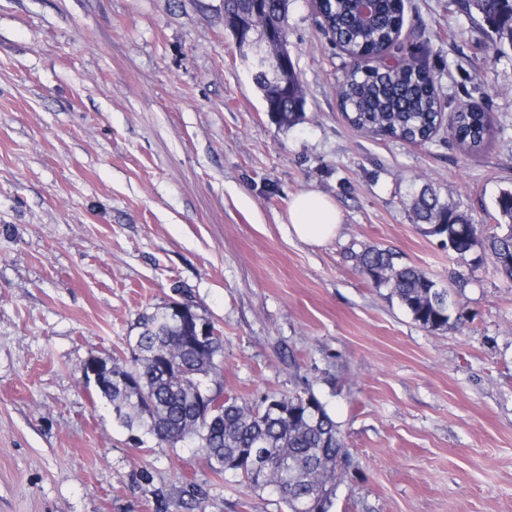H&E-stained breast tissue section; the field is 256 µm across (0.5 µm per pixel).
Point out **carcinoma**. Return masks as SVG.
Here are the masks:
<instances>
[{"mask_svg":"<svg viewBox=\"0 0 512 512\" xmlns=\"http://www.w3.org/2000/svg\"><path fill=\"white\" fill-rule=\"evenodd\" d=\"M496 35L512 46V0H467ZM265 18L288 32V0H266ZM322 13L332 39L348 55L370 60L392 52L403 22V0H377L374 15L364 19L356 0H324ZM262 97L280 96V121L293 123L304 98L293 64H288V92L258 76ZM340 107L357 130L390 135L408 143L429 140L440 112L436 80L418 60L403 67L368 66L346 71L339 86ZM456 140L470 149L481 147L490 134L486 112L470 107L455 113ZM412 210L428 233L445 238L448 251L460 261L479 249L512 283V190L496 200L497 231L485 234L453 204L426 187L412 198ZM356 268L390 295L414 322L430 332L462 323L463 311L452 293L419 269L400 262L394 252L366 248L350 252ZM208 319L186 317L166 304L143 315L132 346L131 363L112 365V385L100 390L118 422L151 437L160 447L196 444L213 473L254 492L278 495L287 512H332L338 487L349 473L351 459L339 425L327 405L311 390L294 394L270 392L250 402L231 397L224 417L209 423L196 401L210 386L216 360L224 357V336L198 350L185 341L189 323Z\"/></svg>","mask_w":512,"mask_h":512,"instance_id":"carcinoma-1","label":"carcinoma"}]
</instances>
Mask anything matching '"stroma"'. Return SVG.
I'll use <instances>...</instances> for the list:
<instances>
[{
	"label": "stroma",
	"instance_id": "obj_1",
	"mask_svg": "<svg viewBox=\"0 0 512 512\" xmlns=\"http://www.w3.org/2000/svg\"><path fill=\"white\" fill-rule=\"evenodd\" d=\"M464 0H404L401 56L426 55L443 126L422 144L354 129L346 53L289 0L305 107L267 112L224 0H0V512H280L192 444L135 443L81 368L128 356L142 314L184 290L224 336L231 396L312 390L354 467L332 512H512V288L416 224L431 186L492 232L512 188V49ZM477 106L492 131L453 140ZM333 200L335 238L291 235L292 195ZM398 253L463 324L430 332L349 251ZM205 487L184 503L187 484ZM453 125L456 140L470 149L481 147L490 134L487 113L476 107L456 112Z\"/></svg>",
	"mask_w": 512,
	"mask_h": 512
}]
</instances>
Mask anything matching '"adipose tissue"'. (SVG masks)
<instances>
[{
  "instance_id": "obj_1",
  "label": "adipose tissue",
  "mask_w": 512,
  "mask_h": 512,
  "mask_svg": "<svg viewBox=\"0 0 512 512\" xmlns=\"http://www.w3.org/2000/svg\"><path fill=\"white\" fill-rule=\"evenodd\" d=\"M341 220L336 203L315 193L301 192L288 202L289 230L306 244L318 246L334 238Z\"/></svg>"
}]
</instances>
